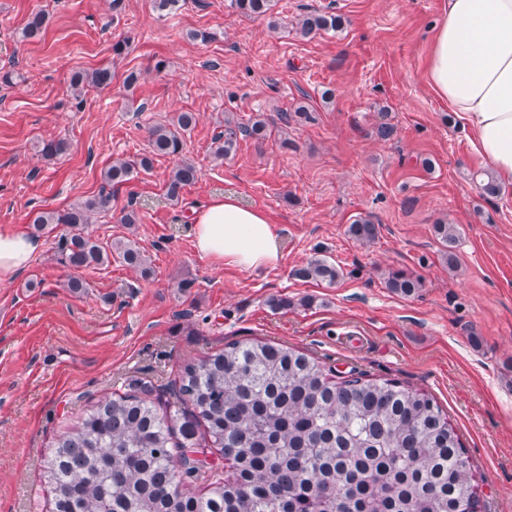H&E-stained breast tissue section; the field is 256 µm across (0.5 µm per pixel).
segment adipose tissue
Masks as SVG:
<instances>
[{
  "label": "adipose tissue",
  "instance_id": "ef3b65f1",
  "mask_svg": "<svg viewBox=\"0 0 512 512\" xmlns=\"http://www.w3.org/2000/svg\"><path fill=\"white\" fill-rule=\"evenodd\" d=\"M433 92L472 134L496 182L512 187V0H446L427 59ZM194 247L244 269L277 267L279 241L263 209L231 194L194 212ZM39 237L0 232V283L25 272Z\"/></svg>",
  "mask_w": 512,
  "mask_h": 512
}]
</instances>
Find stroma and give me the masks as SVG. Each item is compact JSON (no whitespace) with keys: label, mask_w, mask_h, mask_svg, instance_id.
Wrapping results in <instances>:
<instances>
[{"label":"stroma","mask_w":512,"mask_h":512,"mask_svg":"<svg viewBox=\"0 0 512 512\" xmlns=\"http://www.w3.org/2000/svg\"><path fill=\"white\" fill-rule=\"evenodd\" d=\"M444 8L273 0L268 15L250 17L229 0H181L166 14L154 0H0V74H13L0 83V232H33L36 211L107 188L112 209L89 233L137 241L152 267L145 279L116 257L73 272L54 257L58 230L47 229L29 269L0 284V512H50L44 455L126 379L163 387L187 361L253 338L301 349L335 374L355 369L430 394L470 459L481 512H512V187L490 196L473 181L487 165L426 83ZM313 9L341 16V27L301 36L297 23ZM39 10L43 37L22 40ZM122 40L126 53L113 56ZM101 66L111 85L75 101L72 76ZM181 112L198 117L183 155L199 181L170 200L176 160L159 157L106 187L104 169L144 153L148 127ZM257 116L266 138H238L216 161L214 137ZM383 121L395 128L387 139L376 134ZM50 139L68 148L48 161L39 146ZM224 193L265 211L277 267L196 252L192 213ZM130 206L132 225L121 221ZM358 219L377 224L373 244L349 235ZM439 221L458 228L457 268L442 257ZM314 258L341 268L336 284L297 277ZM392 269L421 277L422 288L392 293ZM76 275L84 292L66 286ZM186 278L192 288L179 290ZM274 295L291 307L272 309Z\"/></svg>","instance_id":"obj_1"}]
</instances>
